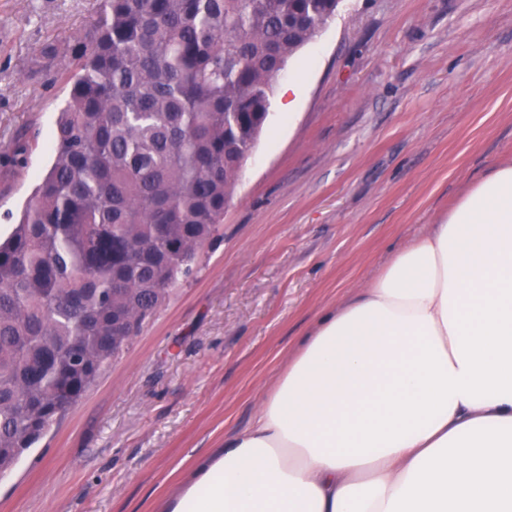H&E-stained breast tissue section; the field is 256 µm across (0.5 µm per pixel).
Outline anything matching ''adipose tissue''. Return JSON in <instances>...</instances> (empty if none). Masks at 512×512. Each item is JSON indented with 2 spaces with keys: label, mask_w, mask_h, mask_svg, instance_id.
I'll return each instance as SVG.
<instances>
[{
  "label": "adipose tissue",
  "mask_w": 512,
  "mask_h": 512,
  "mask_svg": "<svg viewBox=\"0 0 512 512\" xmlns=\"http://www.w3.org/2000/svg\"><path fill=\"white\" fill-rule=\"evenodd\" d=\"M168 512H512V163L316 320Z\"/></svg>",
  "instance_id": "1"
}]
</instances>
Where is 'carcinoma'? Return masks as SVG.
<instances>
[{
	"label": "carcinoma",
	"instance_id": "cac0c4a2",
	"mask_svg": "<svg viewBox=\"0 0 512 512\" xmlns=\"http://www.w3.org/2000/svg\"><path fill=\"white\" fill-rule=\"evenodd\" d=\"M341 0H101L64 59L55 160L0 238V474L188 277L289 60Z\"/></svg>",
	"mask_w": 512,
	"mask_h": 512
}]
</instances>
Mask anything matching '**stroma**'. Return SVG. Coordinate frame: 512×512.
<instances>
[{
	"label": "stroma",
	"mask_w": 512,
	"mask_h": 512,
	"mask_svg": "<svg viewBox=\"0 0 512 512\" xmlns=\"http://www.w3.org/2000/svg\"><path fill=\"white\" fill-rule=\"evenodd\" d=\"M99 3L0 0L1 236L54 161L66 89L39 50ZM275 92L192 275L0 476V512H165L317 317L512 162V0H343Z\"/></svg>",
	"instance_id": "obj_1"
}]
</instances>
